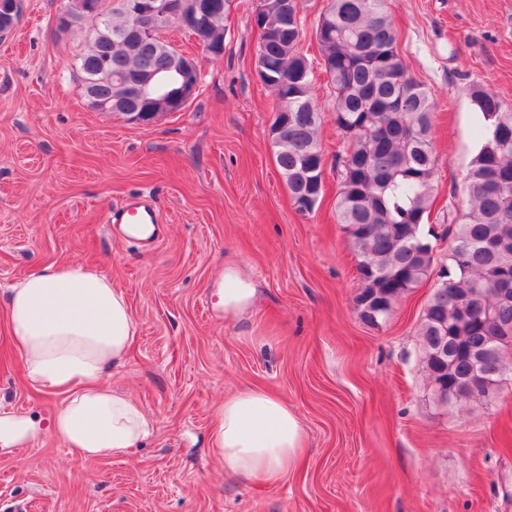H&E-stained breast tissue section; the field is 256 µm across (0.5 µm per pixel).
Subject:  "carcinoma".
<instances>
[{
	"label": "carcinoma",
	"mask_w": 512,
	"mask_h": 512,
	"mask_svg": "<svg viewBox=\"0 0 512 512\" xmlns=\"http://www.w3.org/2000/svg\"><path fill=\"white\" fill-rule=\"evenodd\" d=\"M264 0L268 23L257 59L273 75L293 80L304 27L301 16L284 27L285 3ZM101 9L82 17L77 27L91 30L108 24L126 32L113 41L93 37L76 55L77 84L100 69L129 79L155 74L148 96L179 97L183 87L179 50L160 33L135 30L123 0H98ZM224 8L206 19L205 40L224 45ZM321 61L334 92L333 122L345 143L336 155L340 189L336 214L357 257L359 286L354 298L368 326L385 324L396 303L432 274L433 292L420 323V345L429 375L430 395L442 404H485L489 396L468 389L475 373L470 352L488 355L497 382L512 373L503 349L512 336V112L501 111L495 95L482 86L467 94L490 130L472 157L462 193L469 220L448 225L453 243L448 264L434 268L432 231H424L432 207L437 158L432 148L433 105L426 90L405 67L385 0H332L330 14L316 26ZM114 84L96 87L98 100L120 113L136 109L131 99L115 100ZM279 108L274 123L287 125L274 144L281 177L298 211L311 213L323 191L319 164L324 157L319 128L322 112L311 95L310 76L301 87L276 88ZM445 349L444 359L437 357ZM446 379L444 391L435 382Z\"/></svg>",
	"instance_id": "obj_1"
}]
</instances>
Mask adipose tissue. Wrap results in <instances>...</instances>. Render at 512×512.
<instances>
[{"label": "adipose tissue", "mask_w": 512, "mask_h": 512, "mask_svg": "<svg viewBox=\"0 0 512 512\" xmlns=\"http://www.w3.org/2000/svg\"><path fill=\"white\" fill-rule=\"evenodd\" d=\"M11 344L28 381L62 394L51 433L84 459L124 457L155 428L142 407L104 379L137 334L124 294L76 263L50 264L0 291ZM40 434L36 420L0 414V455ZM304 430L283 399L248 389L214 413L212 450L226 470L268 484L297 464Z\"/></svg>", "instance_id": "ef3b65f1"}]
</instances>
